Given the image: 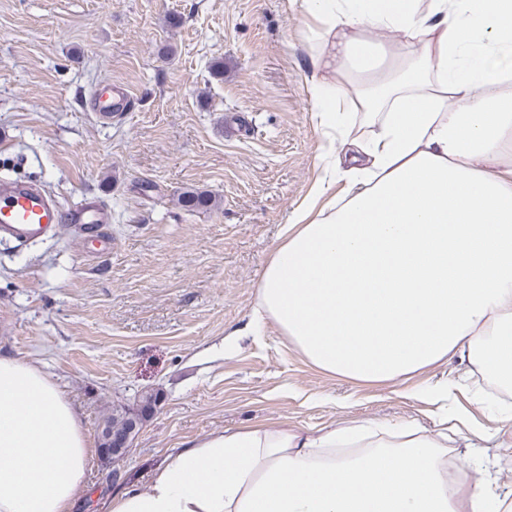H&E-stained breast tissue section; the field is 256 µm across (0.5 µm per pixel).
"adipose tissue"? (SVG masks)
<instances>
[{
	"label": "adipose tissue",
	"instance_id": "obj_1",
	"mask_svg": "<svg viewBox=\"0 0 512 512\" xmlns=\"http://www.w3.org/2000/svg\"><path fill=\"white\" fill-rule=\"evenodd\" d=\"M307 4L327 21L311 63L331 151L262 271L250 330L273 323L316 368L370 385L463 362L487 389L443 379L411 395L445 414L464 393L510 422L512 0ZM355 112L367 139L345 134ZM448 435L377 421L226 429L106 512H512L491 474L449 477ZM94 458L52 379L0 356V512H76Z\"/></svg>",
	"mask_w": 512,
	"mask_h": 512
}]
</instances>
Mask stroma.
Returning <instances> with one entry per match:
<instances>
[{
	"instance_id": "35a3bbf8",
	"label": "stroma",
	"mask_w": 512,
	"mask_h": 512,
	"mask_svg": "<svg viewBox=\"0 0 512 512\" xmlns=\"http://www.w3.org/2000/svg\"><path fill=\"white\" fill-rule=\"evenodd\" d=\"M324 29L306 0H0V174L112 211L106 253L69 229L0 249V354L48 373L95 444L103 415L157 397L125 457L97 462L80 512H104L110 471L136 484L214 430L435 427L428 405L320 371L274 325L243 333L262 269L322 175L310 55ZM106 80L131 103L105 123L87 98ZM187 190L211 205L183 208ZM459 406L494 438H449L451 459L512 488V423Z\"/></svg>"
}]
</instances>
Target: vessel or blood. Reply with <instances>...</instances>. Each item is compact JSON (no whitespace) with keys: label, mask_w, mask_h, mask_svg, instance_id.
<instances>
[{"label":"vessel or blood","mask_w":512,"mask_h":512,"mask_svg":"<svg viewBox=\"0 0 512 512\" xmlns=\"http://www.w3.org/2000/svg\"><path fill=\"white\" fill-rule=\"evenodd\" d=\"M131 96L119 84L108 82L90 93V104L100 120L108 121L127 110ZM112 212L94 196L85 194L69 205L59 203L43 188L0 180V240L24 245L61 229L95 233L111 223Z\"/></svg>","instance_id":"b4317fda"}]
</instances>
